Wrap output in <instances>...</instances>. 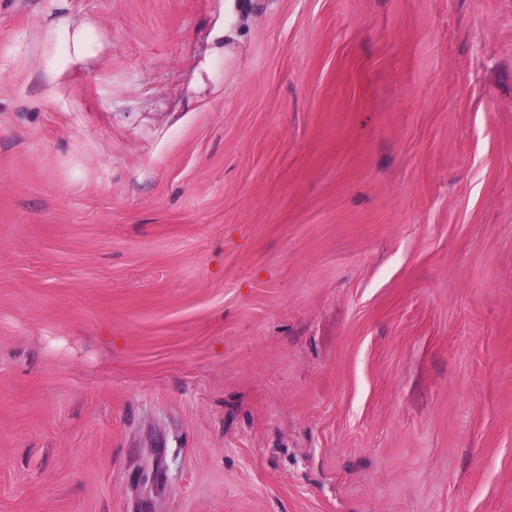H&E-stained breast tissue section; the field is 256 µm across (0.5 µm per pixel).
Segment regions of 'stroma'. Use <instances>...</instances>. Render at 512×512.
Returning <instances> with one entry per match:
<instances>
[{
    "label": "stroma",
    "instance_id": "35a3bbf8",
    "mask_svg": "<svg viewBox=\"0 0 512 512\" xmlns=\"http://www.w3.org/2000/svg\"><path fill=\"white\" fill-rule=\"evenodd\" d=\"M0 512H512V0H0Z\"/></svg>",
    "mask_w": 512,
    "mask_h": 512
}]
</instances>
